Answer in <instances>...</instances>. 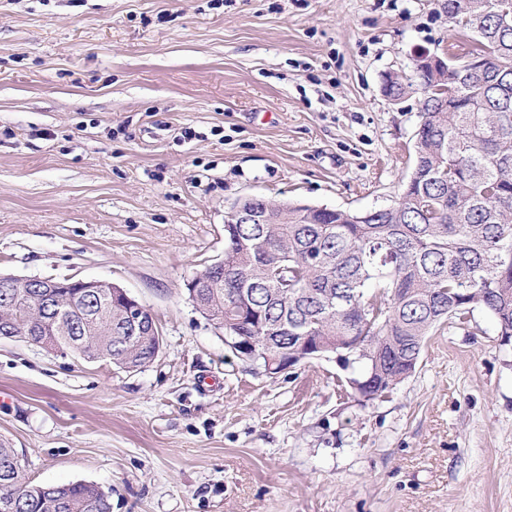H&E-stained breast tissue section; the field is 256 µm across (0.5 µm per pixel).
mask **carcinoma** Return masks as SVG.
I'll use <instances>...</instances> for the list:
<instances>
[{
  "label": "carcinoma",
  "mask_w": 512,
  "mask_h": 512,
  "mask_svg": "<svg viewBox=\"0 0 512 512\" xmlns=\"http://www.w3.org/2000/svg\"><path fill=\"white\" fill-rule=\"evenodd\" d=\"M493 0H442L452 29L471 33L477 76L437 66L426 84L454 80L443 106L422 102L415 159L394 205L364 213L268 202L261 224H224L221 274L193 300L238 356L269 375L316 356H346L347 382L368 399L416 369L432 329L481 309L512 338V23ZM22 300L0 339H37L40 292ZM155 338L125 328L106 302L86 313L83 354L128 371L152 362ZM18 512H112L101 487L26 481L0 439V504Z\"/></svg>",
  "instance_id": "obj_1"
}]
</instances>
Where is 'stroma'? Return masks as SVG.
I'll return each mask as SVG.
<instances>
[{"label":"stroma","instance_id":"obj_1","mask_svg":"<svg viewBox=\"0 0 512 512\" xmlns=\"http://www.w3.org/2000/svg\"><path fill=\"white\" fill-rule=\"evenodd\" d=\"M470 47L437 0H0V274L116 284L162 332L136 372L0 340L26 478L112 512H512V340L485 311L367 401L334 359L236 357L185 289L238 199L394 204L422 116L385 82Z\"/></svg>","mask_w":512,"mask_h":512}]
</instances>
